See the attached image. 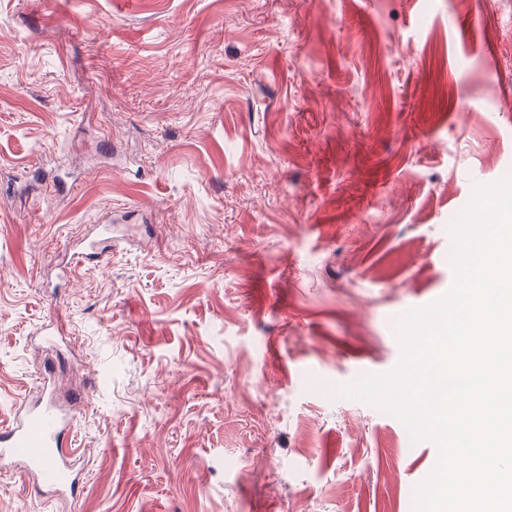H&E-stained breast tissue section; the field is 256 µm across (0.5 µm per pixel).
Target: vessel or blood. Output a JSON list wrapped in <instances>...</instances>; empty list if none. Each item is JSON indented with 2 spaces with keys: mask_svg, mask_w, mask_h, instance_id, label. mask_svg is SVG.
I'll use <instances>...</instances> for the list:
<instances>
[{
  "mask_svg": "<svg viewBox=\"0 0 512 512\" xmlns=\"http://www.w3.org/2000/svg\"><path fill=\"white\" fill-rule=\"evenodd\" d=\"M75 413L57 401L49 379H42L37 400L16 401L13 423L0 429V462L21 461L43 487L66 488L75 453L65 436Z\"/></svg>",
  "mask_w": 512,
  "mask_h": 512,
  "instance_id": "b4317fda",
  "label": "vessel or blood"
}]
</instances>
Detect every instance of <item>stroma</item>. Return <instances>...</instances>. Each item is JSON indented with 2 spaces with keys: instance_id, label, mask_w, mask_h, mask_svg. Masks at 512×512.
<instances>
[{
  "instance_id": "35a3bbf8",
  "label": "stroma",
  "mask_w": 512,
  "mask_h": 512,
  "mask_svg": "<svg viewBox=\"0 0 512 512\" xmlns=\"http://www.w3.org/2000/svg\"><path fill=\"white\" fill-rule=\"evenodd\" d=\"M507 177L512 0H0V426L87 394L74 503L0 512H413L435 445L308 381L400 362Z\"/></svg>"
}]
</instances>
